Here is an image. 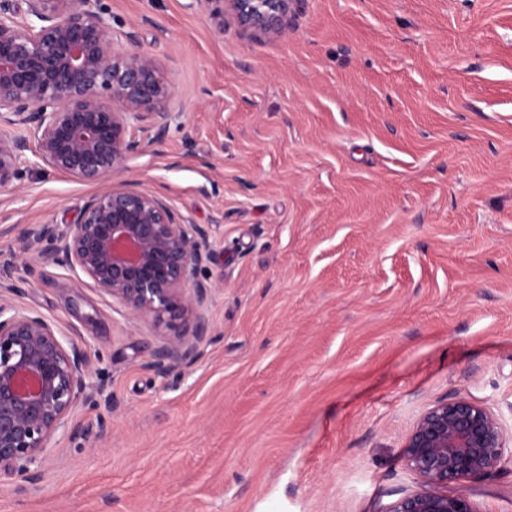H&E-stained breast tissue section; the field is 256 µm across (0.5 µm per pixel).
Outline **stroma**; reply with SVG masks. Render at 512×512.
<instances>
[{"label": "stroma", "instance_id": "1", "mask_svg": "<svg viewBox=\"0 0 512 512\" xmlns=\"http://www.w3.org/2000/svg\"><path fill=\"white\" fill-rule=\"evenodd\" d=\"M100 6L174 91L120 178L207 230V329L158 377L166 326L12 258L97 184L32 166L0 192V281L79 331L112 400L77 409L35 486L1 471L0 512H384L421 487L403 446L435 402L511 429L512 0H298L278 36L213 0ZM446 491L512 512V453Z\"/></svg>", "mask_w": 512, "mask_h": 512}]
</instances>
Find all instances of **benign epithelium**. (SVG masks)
I'll use <instances>...</instances> for the list:
<instances>
[{
	"mask_svg": "<svg viewBox=\"0 0 512 512\" xmlns=\"http://www.w3.org/2000/svg\"><path fill=\"white\" fill-rule=\"evenodd\" d=\"M227 2L240 24L281 34L296 0ZM0 0V191L17 187L26 154L45 169L84 182L118 176L141 148L140 134L162 139L172 119V87L162 68L119 43L93 0H25L24 19ZM210 245L205 229L179 221L160 196L119 181L88 200L76 222L36 224L14 259L51 261L89 279L137 318L173 329L146 367L166 377L191 367L206 330L210 286L199 279ZM17 283L0 284V470L24 488L41 479L37 464L65 433L78 406L112 400L87 382L84 344L40 314L18 308ZM512 445L498 415L465 398L442 400L416 420L405 444L423 489L384 512H478L464 493L435 492L496 471Z\"/></svg>",
	"mask_w": 512,
	"mask_h": 512,
	"instance_id": "benign-epithelium-1",
	"label": "benign epithelium"
}]
</instances>
